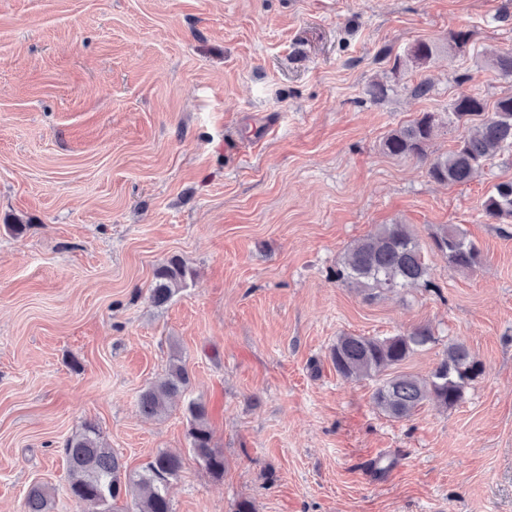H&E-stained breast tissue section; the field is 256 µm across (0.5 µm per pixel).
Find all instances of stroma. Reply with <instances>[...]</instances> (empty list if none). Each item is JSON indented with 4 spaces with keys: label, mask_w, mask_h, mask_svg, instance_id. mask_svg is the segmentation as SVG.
Masks as SVG:
<instances>
[{
    "label": "stroma",
    "mask_w": 512,
    "mask_h": 512,
    "mask_svg": "<svg viewBox=\"0 0 512 512\" xmlns=\"http://www.w3.org/2000/svg\"><path fill=\"white\" fill-rule=\"evenodd\" d=\"M422 40L437 52L418 67ZM510 50L512 0H0V512L35 483L79 512L63 445L87 422L129 469L181 454L173 512H512V224L479 215L512 153L448 185L382 149L431 112L428 153L447 152L460 93H512L491 66ZM397 220L432 287L337 282L345 250ZM446 225L480 248L475 271L433 249ZM175 255L192 277L159 308ZM421 325L434 341L403 372L427 376L452 339L482 364L455 407L389 417L377 379L328 358L338 336ZM174 354L185 397L145 417ZM192 399L223 478L190 450Z\"/></svg>",
    "instance_id": "1"
}]
</instances>
